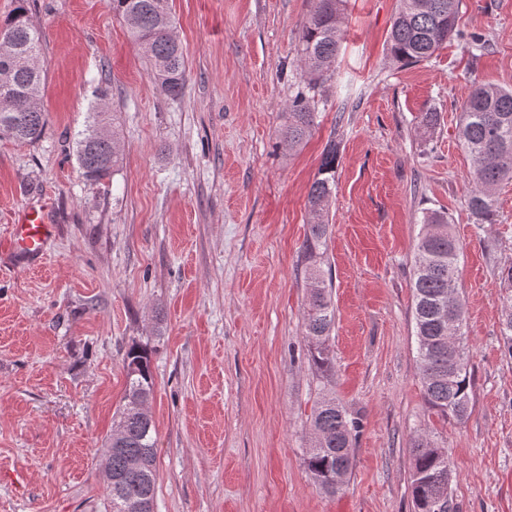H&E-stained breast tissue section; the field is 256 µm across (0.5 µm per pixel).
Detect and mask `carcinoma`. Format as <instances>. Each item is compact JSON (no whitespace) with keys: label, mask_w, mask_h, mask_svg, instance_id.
Returning a JSON list of instances; mask_svg holds the SVG:
<instances>
[{"label":"carcinoma","mask_w":512,"mask_h":512,"mask_svg":"<svg viewBox=\"0 0 512 512\" xmlns=\"http://www.w3.org/2000/svg\"><path fill=\"white\" fill-rule=\"evenodd\" d=\"M16 6L0 23V136L20 143H35L44 135L47 113L41 104L45 76L34 60L42 51L41 33L28 15V0ZM398 12L388 37L392 61L403 66L427 61L457 34L461 0H399ZM347 0H313V7L300 38V57L315 85L335 66L343 42L341 20ZM112 11L125 24L132 41L147 59L163 91L177 97L183 93L186 68L183 48L173 35L169 0H112ZM97 103L88 113L85 129L76 138V159L85 178L100 182L119 163L118 132L106 138L98 133L109 125L108 92L98 89ZM314 122L308 100L296 97L288 105V125L282 139L299 144ZM463 148L473 161L468 210L477 224H491L499 186L512 181V88L477 84L465 102L459 129ZM336 143L326 146L318 174L308 191L312 221L302 245L304 280L307 288L305 336L312 366L324 378L334 368L330 348L335 325L331 299L332 277L323 269L322 257L329 225L323 214L336 186ZM413 259L410 288L417 343V362L427 406L445 419L461 421L468 414L471 377L469 351L463 344L464 301L459 281L462 247L448 218L427 212ZM509 309L502 322L506 353L512 358V295L503 297ZM458 318L457 343L448 341V323L443 316ZM123 367L126 375L125 402L117 425L124 426L120 438L107 442L104 473L111 512H123L116 487L123 496L138 502L155 499L157 484L155 425L150 415L135 411V403L149 402L154 393L151 356L147 348L133 344ZM311 444L305 463L312 478L327 495L344 485L352 464L353 432L359 422L348 417L336 398L323 396L311 415ZM411 495L416 512H448L452 463L448 451L431 438L414 439Z\"/></svg>","instance_id":"cac0c4a2"}]
</instances>
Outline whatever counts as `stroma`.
<instances>
[{
  "mask_svg": "<svg viewBox=\"0 0 512 512\" xmlns=\"http://www.w3.org/2000/svg\"><path fill=\"white\" fill-rule=\"evenodd\" d=\"M186 54L166 95L112 0H29L45 37L48 125L37 144L0 138V243L17 212L51 204L41 261L0 259V512H106L103 446L123 403V357L150 349L158 481L154 512H414L416 434L447 448L450 512H512V358L500 336L512 266V182L493 223L467 208L473 162L459 139L474 82L512 87V0H462L460 38L394 63L398 0H348L333 72L298 54L310 0H170ZM482 35L475 55L463 38ZM109 91L116 172L93 183L75 157L93 93ZM305 95L297 147L279 135ZM439 115L422 133L421 113ZM335 141L327 212L335 366L304 340L307 192ZM463 244L470 350L463 421L425 404L410 278L425 212ZM360 422L343 489L306 463L323 394Z\"/></svg>",
  "mask_w": 512,
  "mask_h": 512,
  "instance_id": "1",
  "label": "stroma"
}]
</instances>
